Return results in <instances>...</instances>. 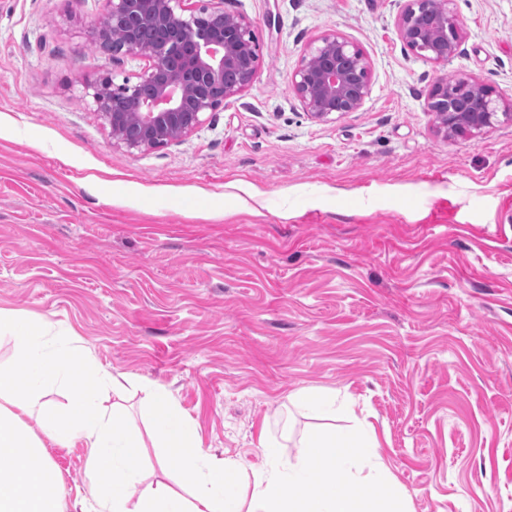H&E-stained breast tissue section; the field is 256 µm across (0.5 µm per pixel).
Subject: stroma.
Segmentation results:
<instances>
[{
  "mask_svg": "<svg viewBox=\"0 0 512 512\" xmlns=\"http://www.w3.org/2000/svg\"><path fill=\"white\" fill-rule=\"evenodd\" d=\"M103 0H0V309L165 385L215 456L296 462L317 421L371 422L405 512H512V124L444 138L425 109L464 71L512 100V0H456L462 38L406 50L396 0H224L259 44L239 99L181 142L114 145L87 81L146 62L89 43ZM335 31L363 107L311 120L291 75ZM63 512L85 450L53 448ZM288 398L314 411L322 419L336 421V405L334 403H327L322 399L310 397L303 391L295 392Z\"/></svg>",
  "mask_w": 512,
  "mask_h": 512,
  "instance_id": "stroma-1",
  "label": "stroma"
}]
</instances>
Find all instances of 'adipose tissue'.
<instances>
[{
	"label": "adipose tissue",
	"mask_w": 512,
	"mask_h": 512,
	"mask_svg": "<svg viewBox=\"0 0 512 512\" xmlns=\"http://www.w3.org/2000/svg\"><path fill=\"white\" fill-rule=\"evenodd\" d=\"M0 512H62L61 474L47 449L81 443L94 512H399L400 488L381 457L373 427L335 425V404L305 392L292 398L324 424L302 444L301 461L280 464L281 446L263 437L265 461L204 451L195 424L161 384L100 367L75 341L43 323L0 312ZM63 390L64 404L49 395ZM140 395L146 427L127 417L128 392ZM154 449L176 461L177 484L146 483L139 463Z\"/></svg>",
	"instance_id": "obj_1"
}]
</instances>
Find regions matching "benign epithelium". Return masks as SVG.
Instances as JSON below:
<instances>
[{
    "instance_id": "7a95c632",
    "label": "benign epithelium",
    "mask_w": 512,
    "mask_h": 512,
    "mask_svg": "<svg viewBox=\"0 0 512 512\" xmlns=\"http://www.w3.org/2000/svg\"><path fill=\"white\" fill-rule=\"evenodd\" d=\"M454 0H403L398 35L414 55L431 63L455 56L460 32ZM89 40L118 60L147 61L121 85L102 72L87 85L115 143L145 152L178 143L199 128L204 114L238 97L251 83L259 57L252 23L224 10L223 0L192 9L187 0H106L89 28ZM454 86L438 79L427 110L445 137L475 136L504 119L495 88L459 71ZM292 89L314 120L327 122L361 109L369 94V68L360 48L337 32L314 40L292 74Z\"/></svg>"
}]
</instances>
